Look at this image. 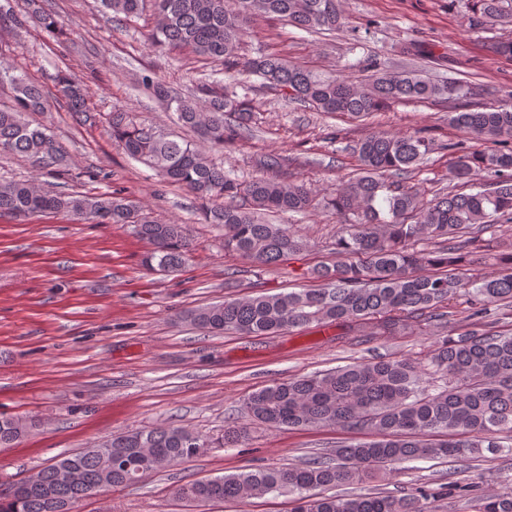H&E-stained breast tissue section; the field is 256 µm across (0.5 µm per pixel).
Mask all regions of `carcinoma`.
<instances>
[{"instance_id":"carcinoma-1","label":"carcinoma","mask_w":512,"mask_h":512,"mask_svg":"<svg viewBox=\"0 0 512 512\" xmlns=\"http://www.w3.org/2000/svg\"><path fill=\"white\" fill-rule=\"evenodd\" d=\"M29 0L42 28L58 33L55 14ZM146 0H101L104 9L128 20ZM155 48H187L242 71L301 105L319 112L368 116L389 103L448 102L470 95L461 81L432 82L415 70L379 72L366 84L331 72L295 66L277 53L260 52L239 61L253 16L277 17L305 31H334L346 25L339 0H153ZM485 26H512V0H468ZM9 80L15 107L0 109V153L19 155L36 168L57 171L65 148L45 125H32L28 112H47L42 90L25 78L0 71ZM55 82L64 107L84 123L102 124L112 142L153 170L164 182L216 203L209 221L224 231V249L257 267L269 268L297 255L307 242L286 224H269L259 214H304L322 204L344 219L336 233V262L310 270L314 285L299 290L228 297L196 307L184 319L211 334L280 335L294 330L352 321L370 336H393L412 314L439 320L448 302L470 298L466 318L477 324L485 306L512 303V251L496 257L497 269L480 279L461 275L482 246V234L512 222V110L484 108L451 112L448 121L468 135L471 145H440L453 156L457 175L478 172L486 179L475 192L450 189L430 201L407 182L430 141L415 134L377 131L357 142L358 173L323 199L306 181L282 182L264 176L230 178L194 144L138 121L129 112L93 113L87 90L59 71ZM142 82L174 109L177 122L200 140L224 147L249 133L251 103L212 80L183 96L145 74ZM66 214L89 224H125L149 245L142 265L175 272L190 260L192 242L183 224L156 220L114 189L84 195L47 190L34 178L0 179V214ZM430 241L434 250L418 247ZM431 364L445 382L428 392L425 368L409 360L355 362L287 380H272L244 399L242 412L252 424L279 429L366 428L374 435L299 465L258 467L195 480L175 496L195 502H228L266 495L292 496L291 512H437L444 497L464 498L473 512H512V484L497 493L476 482L421 484L404 496L338 494L334 489L363 482L405 462L466 460L487 451L512 455V334L468 330L444 338ZM29 422L0 416V447L19 442ZM247 426L207 440L181 426L121 432L41 468L38 482L0 489V512H70L83 501L114 487L137 483L165 465L189 461L217 444H239Z\"/></svg>"}]
</instances>
